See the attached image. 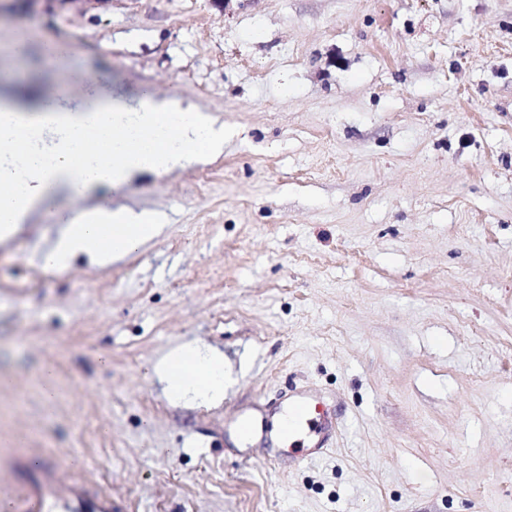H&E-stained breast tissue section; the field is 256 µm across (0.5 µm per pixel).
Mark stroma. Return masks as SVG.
Masks as SVG:
<instances>
[{"label": "stroma", "mask_w": 512, "mask_h": 512, "mask_svg": "<svg viewBox=\"0 0 512 512\" xmlns=\"http://www.w3.org/2000/svg\"><path fill=\"white\" fill-rule=\"evenodd\" d=\"M80 73L67 106L178 98L224 151L98 190L166 217L111 266L40 263L64 196L0 243V494L30 454L116 512H512V0H0L1 97ZM187 343L222 402L166 395ZM296 390L336 425L304 465Z\"/></svg>", "instance_id": "stroma-1"}]
</instances>
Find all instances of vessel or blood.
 Masks as SVG:
<instances>
[{
	"label": "vessel or blood",
	"instance_id": "vessel-or-blood-1",
	"mask_svg": "<svg viewBox=\"0 0 512 512\" xmlns=\"http://www.w3.org/2000/svg\"><path fill=\"white\" fill-rule=\"evenodd\" d=\"M288 412L292 420L285 428L286 438L305 435L310 441L311 454H318L326 448L335 431L331 419L322 416L314 397L299 393L292 399ZM20 493L7 505L9 512H112L110 494H100L88 487L76 484L61 488L55 464L44 463L37 469L29 468L25 459L15 463Z\"/></svg>",
	"mask_w": 512,
	"mask_h": 512
}]
</instances>
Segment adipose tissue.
Instances as JSON below:
<instances>
[{
  "label": "adipose tissue",
  "instance_id": "obj_1",
  "mask_svg": "<svg viewBox=\"0 0 512 512\" xmlns=\"http://www.w3.org/2000/svg\"><path fill=\"white\" fill-rule=\"evenodd\" d=\"M55 142L45 145L46 131ZM224 150V128L177 98L144 95L137 109L117 104L69 109L49 97L28 108L0 100V241L14 236L42 203L64 194L81 203L69 212L45 267L79 256L99 266L121 260L159 231L153 212L90 204L99 187L117 189L142 175L163 176L208 161ZM169 397L211 400L224 393V359L197 345L164 358Z\"/></svg>",
  "mask_w": 512,
  "mask_h": 512
}]
</instances>
